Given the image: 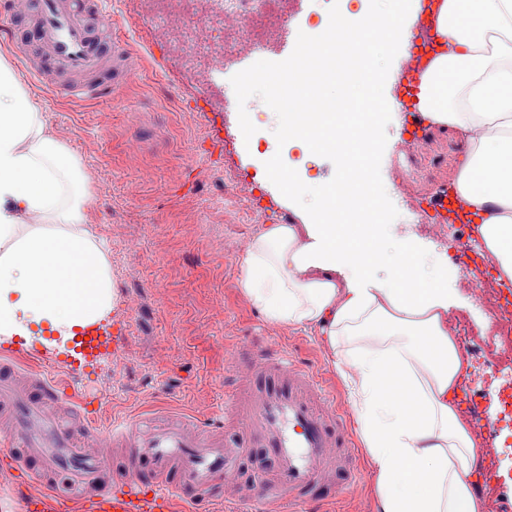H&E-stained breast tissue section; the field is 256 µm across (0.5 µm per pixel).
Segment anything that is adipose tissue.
Returning a JSON list of instances; mask_svg holds the SVG:
<instances>
[{"label": "adipose tissue", "instance_id": "1", "mask_svg": "<svg viewBox=\"0 0 512 512\" xmlns=\"http://www.w3.org/2000/svg\"><path fill=\"white\" fill-rule=\"evenodd\" d=\"M447 46L422 78L421 110L463 149L452 186L479 220L499 275L512 281V0H444ZM317 207L303 224H269L246 246L242 290L276 324L319 328L341 360L374 469L378 512H482L470 471L477 443L454 401L464 362L451 339L453 288L410 245L385 238L363 193L367 166L333 186L288 177ZM90 195L77 156L0 51V342L55 333L66 349L112 309V277L87 229ZM392 266L377 279L378 260ZM378 345H370V338Z\"/></svg>", "mask_w": 512, "mask_h": 512}]
</instances>
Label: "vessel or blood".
<instances>
[{"label":"vessel or blood","instance_id":"obj_1","mask_svg":"<svg viewBox=\"0 0 512 512\" xmlns=\"http://www.w3.org/2000/svg\"><path fill=\"white\" fill-rule=\"evenodd\" d=\"M106 0H0V13L22 17L27 40L41 51L32 74L50 80L62 96L91 99L110 92L132 72L125 47L106 46L92 20H105ZM442 0H418L425 22L413 37L392 98L403 131L417 136L420 82L437 53ZM440 224H466L453 189L427 198ZM122 326L86 328L73 351L72 376L125 351ZM46 357L0 352V486L10 489L17 512H201L235 489L238 512H322L358 474L339 449L348 445L344 417L312 373L265 336L253 338L233 369L246 370L245 386L224 396V421L198 428L182 414L152 425L131 419L97 429L86 394L69 391L41 372ZM126 448L125 479L108 485L112 449ZM264 461L250 480L240 462L248 453Z\"/></svg>","mask_w":512,"mask_h":512}]
</instances>
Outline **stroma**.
Here are the masks:
<instances>
[{"label":"stroma","mask_w":512,"mask_h":512,"mask_svg":"<svg viewBox=\"0 0 512 512\" xmlns=\"http://www.w3.org/2000/svg\"><path fill=\"white\" fill-rule=\"evenodd\" d=\"M184 8L183 0L161 5L112 0V37L128 42L135 57L128 82L108 97L69 99L48 80L27 82L44 103L52 133L88 175L87 229L111 269L110 318L125 329L123 356L87 367L77 387L92 397L89 410L103 429L149 410L183 412L205 426L224 407L231 353L247 336L262 333L335 391V409L348 421L351 462L361 476L343 494L338 512H378L370 456L332 351L318 331L269 323L242 291V259L251 237L263 225L299 221L297 205L266 175L265 163L277 151V116L254 96L246 103L256 127L251 139H243L235 122L225 121L224 104L236 101L230 79L250 50L237 44L235 25L227 21L219 38L222 74L214 73L211 55L187 58L173 39ZM155 44L167 51L160 67L149 54ZM206 98L217 108L216 120L225 123L224 156L218 162L197 150L209 126L192 103ZM460 150L454 134L429 128L421 146L402 157L400 168L382 163L381 177L398 211L392 237L427 249L454 285L458 306L448 325L465 335L460 355L468 365L457 397L464 401L471 392H486L482 422L498 435L495 455L487 462L492 478L475 494L484 512H512V496L497 493L502 482H512V422L504 420L496 397L505 380L486 365L488 322L459 261L458 228L447 226L439 242L408 221L422 198L447 184Z\"/></svg>","instance_id":"obj_1"}]
</instances>
